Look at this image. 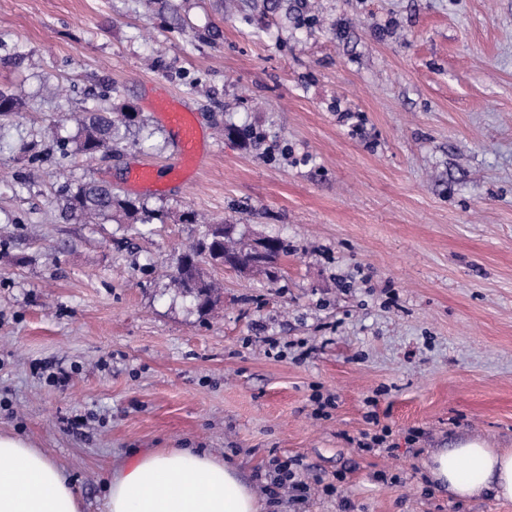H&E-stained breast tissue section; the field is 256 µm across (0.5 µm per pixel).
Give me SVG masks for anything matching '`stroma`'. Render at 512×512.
<instances>
[{"label": "stroma", "mask_w": 512, "mask_h": 512, "mask_svg": "<svg viewBox=\"0 0 512 512\" xmlns=\"http://www.w3.org/2000/svg\"><path fill=\"white\" fill-rule=\"evenodd\" d=\"M0 90L21 103L0 115V433L58 464L82 512L149 448L234 466L264 512H512L424 467L463 438L512 448V0H0ZM163 94L207 163L142 189L131 168L176 153ZM99 105L151 138L27 183ZM90 179L163 223L65 220L59 186ZM187 211L292 253L273 280L206 266L221 297L200 311L172 282L204 230ZM371 396L387 452L357 445ZM278 459L305 499L265 494Z\"/></svg>", "instance_id": "35a3bbf8"}]
</instances>
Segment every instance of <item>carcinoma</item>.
Returning <instances> with one entry per match:
<instances>
[{
    "label": "carcinoma",
    "instance_id": "carcinoma-1",
    "mask_svg": "<svg viewBox=\"0 0 512 512\" xmlns=\"http://www.w3.org/2000/svg\"><path fill=\"white\" fill-rule=\"evenodd\" d=\"M82 136L76 143L74 153L93 154L105 149H112V145L120 141L126 131L132 126V120L124 108L96 107L83 110L78 116ZM139 212V207L130 199H122L112 192V187L94 179L83 182L75 190L68 192L64 200V214L71 220L83 222L99 217H110L112 214L122 213L131 216ZM275 248L270 252L266 267H275L279 260L290 253L288 241L279 237L272 238ZM228 249L238 253L244 263L251 261L254 244L234 237L227 241L216 238L213 225H205L200 238L179 255L178 266L173 274V280L184 293H189L183 276L191 272L202 280L203 288L193 294L197 305L202 309H210L218 300L219 294L216 286L203 279L198 264L212 263L217 257V251Z\"/></svg>",
    "mask_w": 512,
    "mask_h": 512
}]
</instances>
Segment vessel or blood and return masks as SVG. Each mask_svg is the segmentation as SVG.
Masks as SVG:
<instances>
[{
    "mask_svg": "<svg viewBox=\"0 0 512 512\" xmlns=\"http://www.w3.org/2000/svg\"><path fill=\"white\" fill-rule=\"evenodd\" d=\"M155 110L159 112L174 134L179 161L163 170L152 166H138L131 169V180L142 187L151 186L164 178L171 181L177 180L182 175L184 162H194L201 158L204 133L193 114L181 102L170 99L158 102Z\"/></svg>",
    "mask_w": 512,
    "mask_h": 512,
    "instance_id": "obj_1",
    "label": "vessel or blood"
}]
</instances>
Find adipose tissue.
<instances>
[{
    "instance_id": "1",
    "label": "adipose tissue",
    "mask_w": 512,
    "mask_h": 512,
    "mask_svg": "<svg viewBox=\"0 0 512 512\" xmlns=\"http://www.w3.org/2000/svg\"><path fill=\"white\" fill-rule=\"evenodd\" d=\"M430 481L459 500H512V448L466 438L431 452ZM233 466L193 448L149 450L112 473L103 512H260ZM0 512H81L64 471L26 439L0 434Z\"/></svg>"
}]
</instances>
